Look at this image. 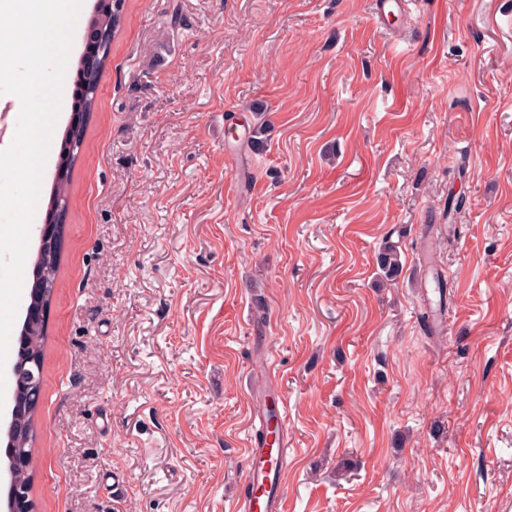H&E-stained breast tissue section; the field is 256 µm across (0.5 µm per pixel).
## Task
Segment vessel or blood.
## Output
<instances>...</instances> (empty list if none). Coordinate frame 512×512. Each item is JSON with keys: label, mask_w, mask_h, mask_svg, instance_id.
Masks as SVG:
<instances>
[{"label": "vessel or blood", "mask_w": 512, "mask_h": 512, "mask_svg": "<svg viewBox=\"0 0 512 512\" xmlns=\"http://www.w3.org/2000/svg\"><path fill=\"white\" fill-rule=\"evenodd\" d=\"M245 456L244 492L234 500L232 512H285L282 485L288 461L287 445L270 448L252 435Z\"/></svg>", "instance_id": "obj_1"}]
</instances>
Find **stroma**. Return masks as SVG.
Returning a JSON list of instances; mask_svg holds the SVG:
<instances>
[{
  "instance_id": "obj_1",
  "label": "stroma",
  "mask_w": 512,
  "mask_h": 512,
  "mask_svg": "<svg viewBox=\"0 0 512 512\" xmlns=\"http://www.w3.org/2000/svg\"><path fill=\"white\" fill-rule=\"evenodd\" d=\"M124 15L44 312L36 512H228L271 374L287 512H512V0H415L385 22L373 0ZM452 195L433 334L420 254ZM376 262L383 276L390 281L400 277L404 269L397 246L389 242H385L383 248L378 252Z\"/></svg>"
}]
</instances>
